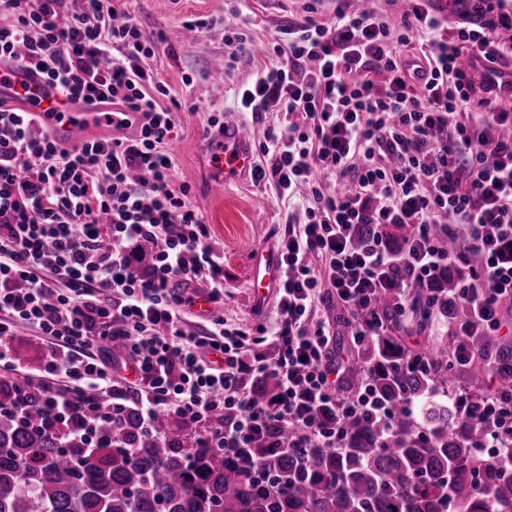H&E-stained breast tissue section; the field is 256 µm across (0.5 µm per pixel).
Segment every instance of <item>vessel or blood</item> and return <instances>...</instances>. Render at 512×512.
Masks as SVG:
<instances>
[{"label": "vessel or blood", "mask_w": 512, "mask_h": 512, "mask_svg": "<svg viewBox=\"0 0 512 512\" xmlns=\"http://www.w3.org/2000/svg\"><path fill=\"white\" fill-rule=\"evenodd\" d=\"M471 78L512 95V69L500 71L485 66L475 58L463 62ZM0 99L12 102L24 111L36 113L50 137L61 145L83 140L92 134L134 133L142 124L140 113L125 105L110 102L85 103L62 96L36 69L0 62ZM209 186L213 193H223L254 166L249 139L242 128L225 123L223 128L205 135ZM274 260L258 257L251 280L255 292L269 288Z\"/></svg>", "instance_id": "b4317fda"}]
</instances>
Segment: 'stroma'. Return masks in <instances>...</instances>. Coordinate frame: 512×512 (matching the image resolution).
<instances>
[{
  "mask_svg": "<svg viewBox=\"0 0 512 512\" xmlns=\"http://www.w3.org/2000/svg\"><path fill=\"white\" fill-rule=\"evenodd\" d=\"M238 0H118L119 12L131 15L143 36L158 42L157 54L147 62L155 75L178 100L175 132L168 148L176 159L175 184L187 185L189 200L203 215L214 246L224 253V326L247 330L273 313L272 301H260L250 286L256 252L272 251L288 229V205L273 197L270 187L244 179L223 195H213L208 186L204 132L210 117L241 125L251 145H259L269 126L283 122L279 112L252 114L242 111L240 96L255 72L268 65L263 48L276 31L288 24L303 23L306 0H251L246 33L252 39L249 53L240 55L233 70L216 78L214 67L228 52L224 44V17ZM194 80L185 88L184 77ZM317 315L335 333L336 352L354 359L348 311L337 301L333 289L323 288ZM13 371L1 378L10 381L25 376L38 379L45 342L24 329L15 343Z\"/></svg>",
  "mask_w": 512,
  "mask_h": 512,
  "instance_id": "stroma-1",
  "label": "stroma"
}]
</instances>
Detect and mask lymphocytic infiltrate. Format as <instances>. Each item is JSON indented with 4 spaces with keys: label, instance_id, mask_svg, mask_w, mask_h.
I'll list each match as a JSON object with an SVG mask.
<instances>
[{
    "label": "lymphocytic infiltrate",
    "instance_id": "obj_1",
    "mask_svg": "<svg viewBox=\"0 0 512 512\" xmlns=\"http://www.w3.org/2000/svg\"><path fill=\"white\" fill-rule=\"evenodd\" d=\"M322 6L311 0L304 23L278 31L271 66L241 98L246 111L287 117L267 130L269 163L252 172L298 203L278 244L275 324L228 331L215 315L198 333L181 310L200 284L223 307L224 255L171 178L170 91L145 66L155 42L112 0H82L75 13L68 0H0L1 62L144 118L133 137L65 148L39 117L0 102V370L14 368L18 327L43 336V399L60 417L86 396L89 416L132 410L150 430L165 413L230 453L274 428L293 429L291 447L340 451L345 419L388 421L395 410L369 391L345 393L348 365L316 316L321 287L334 288L363 344L388 330L381 292L407 318L412 289L454 266L467 315L451 327L449 365H468L472 341L498 335L512 297V107L483 96L460 59L512 54V9L476 0L452 29L429 0H409L397 18L336 0L326 19ZM381 224L410 225L412 236L392 248ZM460 226L465 236L444 251L440 237ZM269 373L278 389L257 402L248 384ZM490 380L471 422L512 418V358L496 360Z\"/></svg>",
    "mask_w": 512,
    "mask_h": 512
}]
</instances>
